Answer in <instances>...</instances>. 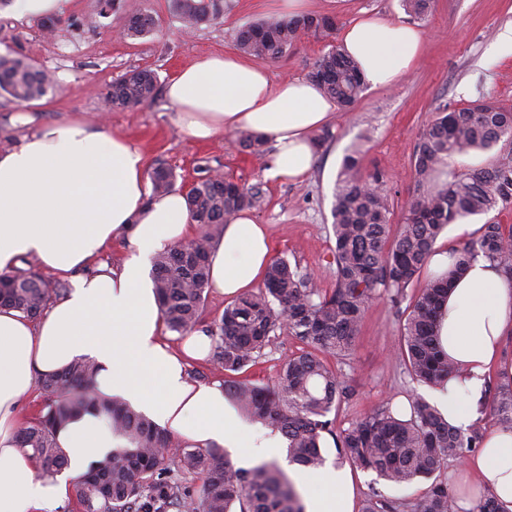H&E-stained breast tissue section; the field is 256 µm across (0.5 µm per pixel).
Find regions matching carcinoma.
Returning <instances> with one entry per match:
<instances>
[{
  "label": "carcinoma",
  "instance_id": "1",
  "mask_svg": "<svg viewBox=\"0 0 512 512\" xmlns=\"http://www.w3.org/2000/svg\"><path fill=\"white\" fill-rule=\"evenodd\" d=\"M401 2L417 18L431 8V0ZM169 6L190 30L224 14V0H169ZM100 14L124 25L127 37L156 28L150 11L128 16L119 0L106 4ZM337 28L336 17L320 12L270 16L243 25L236 47L245 55L275 61L304 35L326 41L329 49L315 59L309 78L347 110L361 99L365 86L357 64L334 45ZM53 84L42 67L0 56V91L15 101L39 99ZM157 87L155 71L130 69L112 81V108L127 110L151 102ZM240 145L256 156L265 155L266 142L249 131ZM473 150L492 151L493 160L464 172L451 169L454 157ZM413 171L414 195L402 223L394 226L392 203L380 176L363 170L360 150L344 157L332 206L334 286L329 289L316 287L312 274L276 256L258 291L236 298L220 319L203 324L211 246L224 236V225L234 215L259 207L263 198L257 184L245 186L208 174L197 178L186 193L191 218L203 228L201 237L153 258L155 292L168 329L181 335L199 329L209 336L231 397L254 421L281 433L289 462L308 471L322 468L323 438L329 435L338 465L372 471L391 486L429 482L414 502L390 500L372 486L360 512H466L448 489V464L460 463L470 449L482 447L490 431L512 433V372L507 371L489 381V400L481 401L479 417L465 430L449 423L418 393L406 397L402 410L388 401L342 427L331 417L347 396L340 365L350 359L372 300L383 297L402 309L404 319L392 353L395 362L412 379L441 387L462 375L439 346V311L451 280L479 257L512 278V224L493 222L453 250L452 266L443 276L409 293L448 225L512 207V107L482 95L466 107L437 112L420 133ZM150 178L156 192L176 187V172L164 164L157 165ZM24 264L25 269L0 274V306L37 317L66 287L45 280L28 268L29 261ZM284 335L301 347L272 382L237 379ZM95 375L94 363L81 359L38 379L42 408L16 436L17 446L31 450L42 474L51 476L65 465L56 430L82 413L105 417L122 444L75 484L73 496L82 512H304L278 465L244 470L221 448L183 444L126 403L95 393ZM188 475L199 483L187 485Z\"/></svg>",
  "mask_w": 512,
  "mask_h": 512
}]
</instances>
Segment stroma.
<instances>
[{
    "label": "stroma",
    "mask_w": 512,
    "mask_h": 512,
    "mask_svg": "<svg viewBox=\"0 0 512 512\" xmlns=\"http://www.w3.org/2000/svg\"><path fill=\"white\" fill-rule=\"evenodd\" d=\"M121 4L128 13L151 10L158 20L155 31L143 37L115 35L111 18L100 14L99 0H65L51 19L55 31L50 34L44 18L16 16L7 0H0V55L28 59L54 79L52 90L29 103L0 93V151L18 145L38 124L76 116L128 136L142 149L147 167L165 163L176 171L179 183L190 184L207 168L241 184H260L263 203L253 215L267 225L273 255L311 273L320 288L333 285V192L351 146H359L365 172L382 174L396 225L413 192L420 131L435 112L467 106L482 95L512 106V55L501 54L495 45L498 31L512 25V0H433L418 22L425 41L410 72L389 87L365 89L353 108L336 109L327 123L333 138L320 150L309 178L283 181L269 175L267 159H256L239 146L237 132L208 142L184 136L164 93L135 109L109 111L104 106L113 78L128 69L154 70L164 86L196 60L233 51L236 30L277 14L275 0H225L220 20L188 32L172 16L169 0ZM307 8L336 16L343 28L365 14L410 20L400 0H307ZM325 49L324 42L306 36L287 56L262 60L261 65L273 80L303 79ZM400 323V313L387 300L367 307L351 359L342 368L353 395L342 402L338 423L389 399L402 402L412 391L432 399V388L412 380L391 357Z\"/></svg>",
    "instance_id": "1"
}]
</instances>
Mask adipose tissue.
Wrapping results in <instances>:
<instances>
[{"label":"adipose tissue","instance_id":"adipose-tissue-1","mask_svg":"<svg viewBox=\"0 0 512 512\" xmlns=\"http://www.w3.org/2000/svg\"><path fill=\"white\" fill-rule=\"evenodd\" d=\"M423 41L415 26L382 16L359 19L342 33L343 48L375 88L408 73ZM166 96L189 138L211 141L236 130L263 135L274 146L270 175L295 182L312 169L313 134L336 108L313 82L272 81L235 52L182 68ZM192 224L182 193L151 195L144 154L124 135L78 118L59 119L0 152V273L34 258L70 282L39 320L0 309V512H53L90 465L117 447L108 423L90 414L58 429L66 464L51 477H41L38 461L15 445L37 377L80 357L97 365L99 393L121 398L188 445L234 449L242 464L278 454L275 440L246 439L248 426L220 386L189 378L185 358L204 357L210 339L190 336L178 352L163 339L152 259L189 239ZM124 233L130 253L108 270L95 269L106 245ZM270 258L265 225L240 212L211 249L209 286L222 296L247 293ZM510 331L512 279L477 259L453 281L439 328L442 349L463 370L462 378L436 392L451 424L466 427L478 418L489 370ZM473 476L512 512V434L486 437L481 453L462 465L459 480ZM312 479L320 490L308 495L307 512H353L349 470L328 465Z\"/></svg>","mask_w":512,"mask_h":512}]
</instances>
